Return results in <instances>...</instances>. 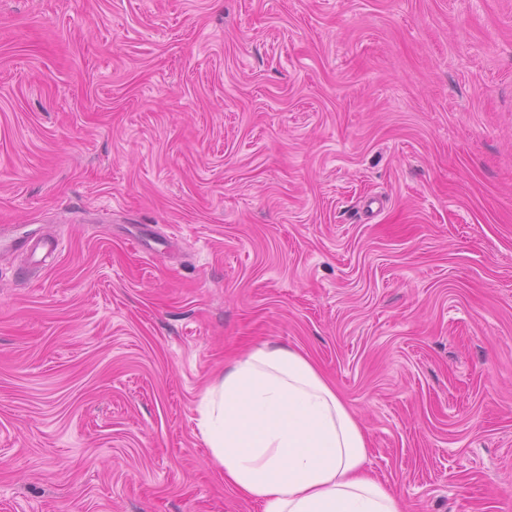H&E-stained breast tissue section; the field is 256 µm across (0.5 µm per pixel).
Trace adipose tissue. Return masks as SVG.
Returning <instances> with one entry per match:
<instances>
[{
    "mask_svg": "<svg viewBox=\"0 0 512 512\" xmlns=\"http://www.w3.org/2000/svg\"><path fill=\"white\" fill-rule=\"evenodd\" d=\"M214 466L261 512H402L366 469L367 439L305 354L259 344L203 394Z\"/></svg>",
    "mask_w": 512,
    "mask_h": 512,
    "instance_id": "1",
    "label": "adipose tissue"
}]
</instances>
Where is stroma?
I'll return each instance as SVG.
<instances>
[{"label": "stroma", "instance_id": "1", "mask_svg": "<svg viewBox=\"0 0 512 512\" xmlns=\"http://www.w3.org/2000/svg\"><path fill=\"white\" fill-rule=\"evenodd\" d=\"M262 342L512 512V0H0V512H260L197 406Z\"/></svg>", "mask_w": 512, "mask_h": 512}]
</instances>
